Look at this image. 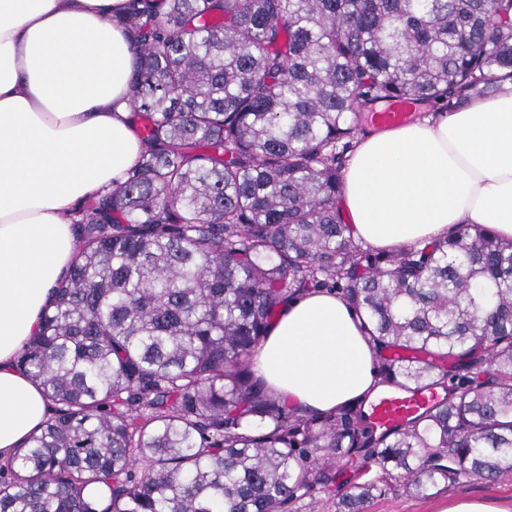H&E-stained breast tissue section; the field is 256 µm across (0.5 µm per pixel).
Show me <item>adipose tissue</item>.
Masks as SVG:
<instances>
[{
	"instance_id": "ef3b65f1",
	"label": "adipose tissue",
	"mask_w": 512,
	"mask_h": 512,
	"mask_svg": "<svg viewBox=\"0 0 512 512\" xmlns=\"http://www.w3.org/2000/svg\"><path fill=\"white\" fill-rule=\"evenodd\" d=\"M125 0H0V461L51 415L17 359L77 253L71 213L125 181L141 144L131 121L136 54L112 24ZM339 200L354 235L391 251L462 224L512 240V83L462 108L355 144ZM251 366L303 415L381 389L374 346L336 293L291 299Z\"/></svg>"
}]
</instances>
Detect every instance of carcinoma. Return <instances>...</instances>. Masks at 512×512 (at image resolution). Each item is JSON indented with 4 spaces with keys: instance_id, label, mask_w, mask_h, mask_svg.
I'll return each instance as SVG.
<instances>
[{
    "instance_id": "1",
    "label": "carcinoma",
    "mask_w": 512,
    "mask_h": 512,
    "mask_svg": "<svg viewBox=\"0 0 512 512\" xmlns=\"http://www.w3.org/2000/svg\"><path fill=\"white\" fill-rule=\"evenodd\" d=\"M115 23L141 157L73 211L18 360L55 409L0 471V512H292L343 464L336 512L512 480V241L466 224L379 252L338 206L361 115L512 82V0H125ZM316 289L362 319L381 383L440 401L385 433L363 400L289 412L249 358Z\"/></svg>"
}]
</instances>
